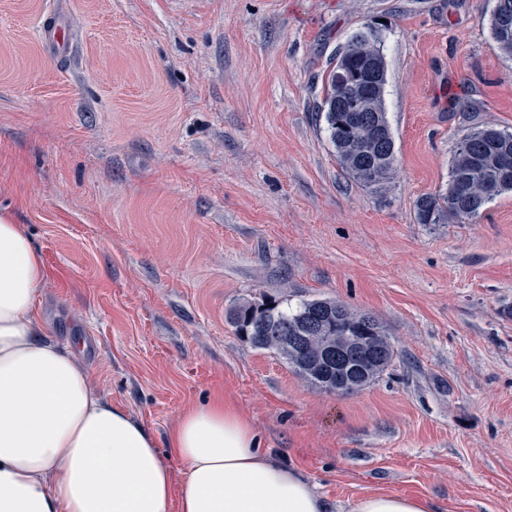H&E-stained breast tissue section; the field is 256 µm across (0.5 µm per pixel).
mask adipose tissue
Listing matches in <instances>:
<instances>
[{
	"mask_svg": "<svg viewBox=\"0 0 512 512\" xmlns=\"http://www.w3.org/2000/svg\"><path fill=\"white\" fill-rule=\"evenodd\" d=\"M44 278L25 228L0 214V512H329L230 402L181 416L162 454L142 423L94 394L72 350L41 338ZM350 512L437 510L425 498L369 494Z\"/></svg>",
	"mask_w": 512,
	"mask_h": 512,
	"instance_id": "adipose-tissue-1",
	"label": "adipose tissue"
}]
</instances>
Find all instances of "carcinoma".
Returning a JSON list of instances; mask_svg holds the SVG:
<instances>
[{
	"label": "carcinoma",
	"instance_id": "obj_1",
	"mask_svg": "<svg viewBox=\"0 0 512 512\" xmlns=\"http://www.w3.org/2000/svg\"><path fill=\"white\" fill-rule=\"evenodd\" d=\"M491 36L499 52L512 58V0H494ZM388 66L375 30L354 33L326 76L324 119L343 172L383 189L392 178L395 140L387 119L384 88ZM367 93L365 112H347L349 99ZM512 191V132L490 126L460 138L444 191L420 198L419 224L472 219L495 196ZM228 320L253 347L272 350L295 372L327 393L350 394L373 383L393 360V346L381 323L333 299L298 304L246 300Z\"/></svg>",
	"mask_w": 512,
	"mask_h": 512
}]
</instances>
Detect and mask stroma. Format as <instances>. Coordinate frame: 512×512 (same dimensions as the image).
Returning a JSON list of instances; mask_svg holds the SVG:
<instances>
[{
    "mask_svg": "<svg viewBox=\"0 0 512 512\" xmlns=\"http://www.w3.org/2000/svg\"><path fill=\"white\" fill-rule=\"evenodd\" d=\"M493 7L0 0V212L43 256L45 337L158 443L185 411L231 401L333 512L381 492L512 512V193L462 223L414 218L466 129L512 131ZM366 25L389 67L383 190L342 171L318 116ZM265 298L372 314L391 364L363 390H319L228 322Z\"/></svg>",
    "mask_w": 512,
    "mask_h": 512,
    "instance_id": "35a3bbf8",
    "label": "stroma"
}]
</instances>
